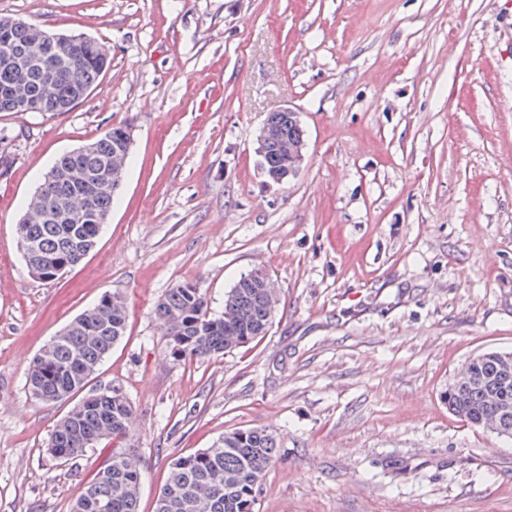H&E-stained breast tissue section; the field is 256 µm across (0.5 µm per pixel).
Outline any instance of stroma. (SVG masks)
I'll return each instance as SVG.
<instances>
[{"label": "stroma", "instance_id": "1", "mask_svg": "<svg viewBox=\"0 0 512 512\" xmlns=\"http://www.w3.org/2000/svg\"><path fill=\"white\" fill-rule=\"evenodd\" d=\"M102 43L112 66L71 111L0 113V512H70L98 445L47 451L66 406L32 398L33 357L105 294L125 335L90 382L133 414L139 512L171 461L264 428L279 454L255 512H512V443L448 411L459 366L512 351V0H0ZM306 148L275 185L268 113ZM133 129L94 250L59 279L27 268L16 225L55 159ZM267 271L268 333L174 357L153 306L193 283L213 312ZM290 112L293 113L294 117ZM298 113L290 107H285L280 112L269 113L265 121V129L267 136L263 133V127L256 141L255 154L258 157V163L264 174L273 183L282 184L291 176L296 175L304 160L305 142L304 130L301 123L298 121ZM264 141H265V155L263 158L265 169L261 166V157L264 154ZM299 142V143H297ZM286 147V164L283 169L279 171H272L279 169L283 162V149Z\"/></svg>", "mask_w": 512, "mask_h": 512}]
</instances>
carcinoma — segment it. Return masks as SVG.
<instances>
[{
    "mask_svg": "<svg viewBox=\"0 0 512 512\" xmlns=\"http://www.w3.org/2000/svg\"><path fill=\"white\" fill-rule=\"evenodd\" d=\"M47 30L32 24L16 25L0 16V113L68 112L84 99L108 72L111 58L93 40H78L46 51ZM265 168L281 167L287 143L304 139L301 123L289 112H271L265 121ZM130 158L125 126L116 125L83 147L61 155L42 178L17 225L26 263H51L46 279L58 278L93 249L98 218L111 216L118 199L112 175L124 176ZM268 277L254 269L239 277L227 291L224 310L210 311L205 293L195 284L170 288L155 307L168 336L180 343L172 352L204 359L229 351L238 336L253 342L265 336L275 319L278 299L260 287ZM127 304L123 296L108 294L84 310L54 336L33 358L26 375L31 396L44 403L66 402L83 391L89 378L125 335ZM472 382L448 388L443 400L464 421L481 426L498 416L503 434L512 439V412L498 413L503 401L512 403V378H500L497 358L477 361ZM132 407L121 388L107 396L85 394L56 424L50 448L63 461L75 459L104 440L126 436ZM276 436L262 428L224 432L209 448L171 462L158 493L155 512H253L256 493L277 459ZM142 470L124 451H113L110 462L79 490L85 496L81 512H139ZM109 506L100 510L97 504Z\"/></svg>",
    "mask_w": 512,
    "mask_h": 512,
    "instance_id": "cac0c4a2",
    "label": "carcinoma"
}]
</instances>
